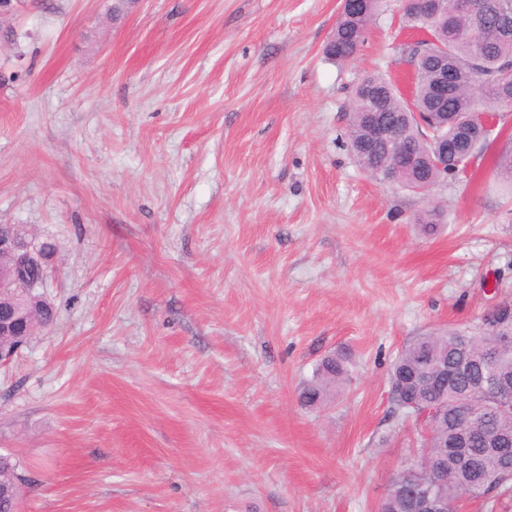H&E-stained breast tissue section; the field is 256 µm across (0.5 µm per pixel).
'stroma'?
<instances>
[{"label":"stroma","mask_w":512,"mask_h":512,"mask_svg":"<svg viewBox=\"0 0 512 512\" xmlns=\"http://www.w3.org/2000/svg\"><path fill=\"white\" fill-rule=\"evenodd\" d=\"M111 5H0V224L57 248L56 323L0 366L20 512H375L414 451L390 363L512 299V204L486 161L425 201L350 154L402 0L345 64L340 0ZM335 352L350 384L301 406Z\"/></svg>","instance_id":"obj_1"}]
</instances>
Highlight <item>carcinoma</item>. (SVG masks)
Returning <instances> with one entry per match:
<instances>
[{"label": "carcinoma", "mask_w": 512, "mask_h": 512, "mask_svg": "<svg viewBox=\"0 0 512 512\" xmlns=\"http://www.w3.org/2000/svg\"><path fill=\"white\" fill-rule=\"evenodd\" d=\"M481 2L483 11L467 16L453 8L452 0H406L404 26L428 28L426 38L402 48L415 67L413 94L404 96L395 82L382 74L368 75L355 85L348 105V147L359 167L376 181L428 198L435 186L456 178L464 168L453 151L461 128L468 139L478 142L479 155H484L488 136L474 113L499 115L508 111L506 99H512V81L503 77L504 67L512 64V0ZM383 7L384 0H360L359 10L341 13L331 40L324 45V55L338 62L352 59L367 42ZM440 60L455 71L443 99L433 92L435 63ZM368 87L383 101L384 116L397 121L401 140L415 158L414 166L371 144L366 122V112L371 109L365 95ZM442 140L448 141L446 167L440 165L438 154ZM491 161L498 181L512 193V146L499 149ZM12 228L37 249L24 261L0 258V268L16 267L24 280H40L41 270L54 256V245L38 240L25 224ZM29 311L26 342L50 327L55 317L44 299L31 301ZM499 317L500 312L490 310L472 329L418 336L396 355L389 378L392 414L404 419L424 410L443 389L448 396V418L420 441L428 466L417 470L416 482L410 485L403 484L405 472L398 471L378 512H415L416 499L430 485L447 501L448 512H456L457 503L464 498L501 500L512 496V457L499 455L486 442V435L493 432L512 439V416L496 411L497 395L512 397V339L503 340ZM347 381L346 358L327 356L302 389L300 401L307 407L323 405ZM488 384L491 394L484 398L486 408L470 422L467 447L461 455L451 452L449 444L458 434L453 402L464 392ZM29 481L17 461L0 456V512H13Z\"/></svg>", "instance_id": "obj_1"}]
</instances>
